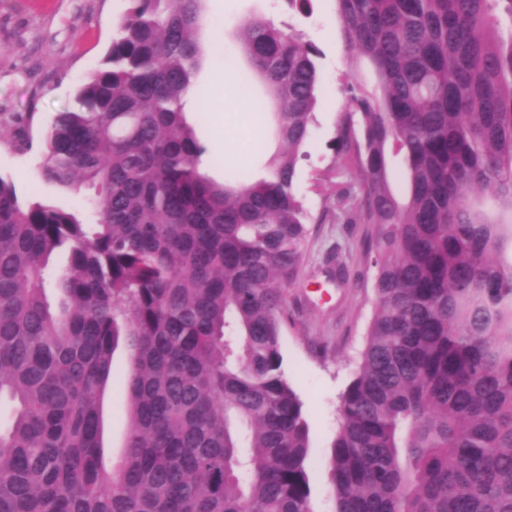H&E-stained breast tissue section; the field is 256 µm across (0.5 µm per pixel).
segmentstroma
<instances>
[{
  "instance_id": "obj_1",
  "label": "stroma",
  "mask_w": 512,
  "mask_h": 512,
  "mask_svg": "<svg viewBox=\"0 0 512 512\" xmlns=\"http://www.w3.org/2000/svg\"><path fill=\"white\" fill-rule=\"evenodd\" d=\"M129 0H0V177L26 201H40L85 217V193L58 186L38 173L41 147L57 113L75 108L76 93L97 68ZM205 23L198 34L202 66L196 84L211 103L207 112H189L207 153L202 167L215 182L225 174L260 177L264 161L278 150L272 104L232 39L245 20L262 16L303 33L320 50L321 101L310 126L308 154L296 184L311 217L303 264L286 290L282 320L285 377L298 393L309 426V473L314 512H333L328 476L330 445L339 428V400L353 379L374 306V269L365 258L376 228L371 224L318 223L325 205L317 175L348 179L346 159L330 147L342 116V85L350 71L336 20L335 0H313L311 16L288 10L283 0H203ZM28 122L30 151L16 150L12 131ZM342 248L350 266L343 284L329 281L326 261ZM128 360L116 353L104 395L105 446L110 459L122 451Z\"/></svg>"
}]
</instances>
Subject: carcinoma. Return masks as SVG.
<instances>
[{
	"label": "carcinoma",
	"mask_w": 512,
	"mask_h": 512,
	"mask_svg": "<svg viewBox=\"0 0 512 512\" xmlns=\"http://www.w3.org/2000/svg\"><path fill=\"white\" fill-rule=\"evenodd\" d=\"M129 2L41 151V176L85 191L93 219L0 177V512H313L281 317L309 234L296 181L321 52L263 17L238 29L282 148L266 176L219 185L185 115L202 0ZM336 5L351 70L332 149L361 173L334 190L336 220L376 234L334 512H512V0ZM120 347L127 424L109 471ZM128 360L125 353L117 352L113 360L112 379L104 395L105 446L107 458L117 460L122 451L126 429L125 407L127 393L123 384Z\"/></svg>",
	"instance_id": "carcinoma-1"
}]
</instances>
